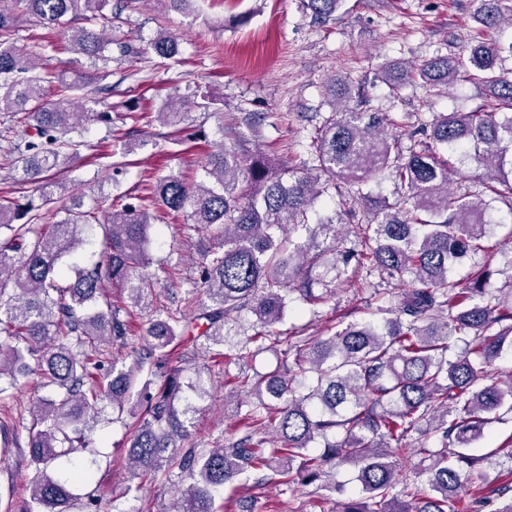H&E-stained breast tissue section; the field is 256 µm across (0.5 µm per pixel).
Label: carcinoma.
<instances>
[{"instance_id": "obj_1", "label": "carcinoma", "mask_w": 512, "mask_h": 512, "mask_svg": "<svg viewBox=\"0 0 512 512\" xmlns=\"http://www.w3.org/2000/svg\"><path fill=\"white\" fill-rule=\"evenodd\" d=\"M342 0H303L316 21L334 16ZM112 0H0V112L17 118L9 141L14 179L33 187L24 204L0 198V399L33 378L49 390L25 425L36 477L20 512H114L95 491L80 493L93 478V431L107 408L128 425L125 467L135 478L192 484L176 512H222L224 491L241 477L262 487L276 483L330 489L327 477L345 465L358 473L363 497H349L339 512H456L465 477L496 458L512 462V434L482 456L470 448L485 428L512 413V377L496 367L512 350V289L488 293L485 268L463 287L451 271L487 252L489 203L448 189L451 166L441 150L482 148L479 162L495 168L486 186L492 200L512 212V80L504 77L503 49L479 41L456 56L437 55L416 67L398 68L397 85L420 80L448 88L460 76H482L498 111L439 114L421 132L391 134L385 112L365 109L363 93L332 83L334 112L311 142L315 172L285 169L261 154L225 146L210 153L205 178L187 183L160 178L147 197H125L120 208L103 194L91 204L52 177L76 157L82 134L95 122L112 132V113L84 109L74 100L108 88L112 56L106 37ZM512 16V0H479L480 22L493 28ZM61 32L67 50L91 61L92 70L71 81L40 71V52L14 41L21 18ZM161 59L179 53L163 32L150 44ZM60 93L46 101L47 88ZM224 103L202 96L193 107L222 116ZM165 127L191 121L186 101L173 96L157 112ZM411 145H403V139ZM391 169L404 192L377 200L341 186H361ZM333 187L337 216L311 228L309 213ZM65 202L51 224L40 210ZM180 214L189 229L217 244L204 254L200 288L154 307L156 292L144 270L153 264L151 232L159 213ZM363 215L358 247L346 255L389 277L411 280L381 317L339 324L328 336L277 329L291 303L315 306L332 289L316 293L317 271L338 269L336 225ZM95 225L98 260L68 266L63 258L85 242ZM303 229L293 241L275 235ZM322 232L331 244L316 242ZM112 292H107V289ZM150 315L143 342L130 346L132 310ZM253 317L251 334L239 337L242 312ZM208 353L228 346L239 367L235 384L249 395L239 412V432L217 448L188 444L207 394L204 382L221 374L208 363L186 367L176 354L184 338ZM279 351L274 370L249 371V362ZM191 369L196 382H183ZM433 447L409 448L421 425ZM431 460L428 487L408 481L413 457ZM474 512H512V480L473 499Z\"/></svg>"}]
</instances>
